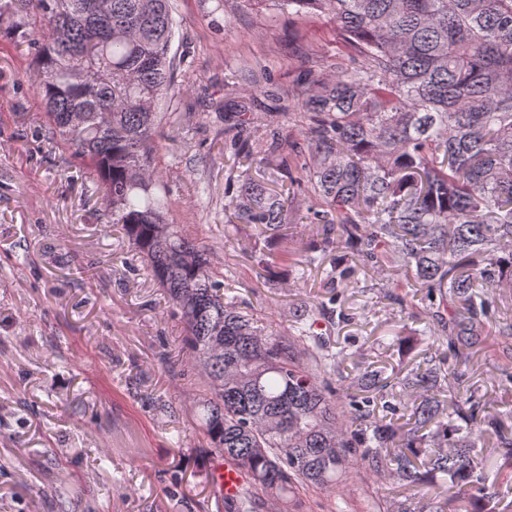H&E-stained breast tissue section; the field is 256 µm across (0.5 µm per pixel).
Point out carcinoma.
Returning a JSON list of instances; mask_svg holds the SVG:
<instances>
[{
  "instance_id": "obj_1",
  "label": "carcinoma",
  "mask_w": 512,
  "mask_h": 512,
  "mask_svg": "<svg viewBox=\"0 0 512 512\" xmlns=\"http://www.w3.org/2000/svg\"><path fill=\"white\" fill-rule=\"evenodd\" d=\"M93 0H0L32 10L29 43L54 138L99 183L109 223L162 288L185 326L193 365L208 379L197 421L212 450L248 486L224 502L250 512L259 491L298 512L302 491L344 488L352 470L402 486L446 484L454 512H497L496 484L512 481V427L465 389L469 355L491 335L512 336L493 310L512 285V0H243L256 9L326 16L359 67L313 80L305 106L313 163L303 168L324 209L309 208L318 238L294 266L330 244L355 250L335 263L342 291L359 267H389L426 289L431 335L447 346L415 374L410 413L370 410L380 374L363 373L343 406L329 378L336 354L300 314L278 332L233 304L208 249L169 223L156 167L161 103L173 89L172 0H109L112 35L88 17ZM237 216L274 230L291 195L240 174ZM447 389L448 403L434 393ZM493 430L490 464L478 447Z\"/></svg>"
}]
</instances>
